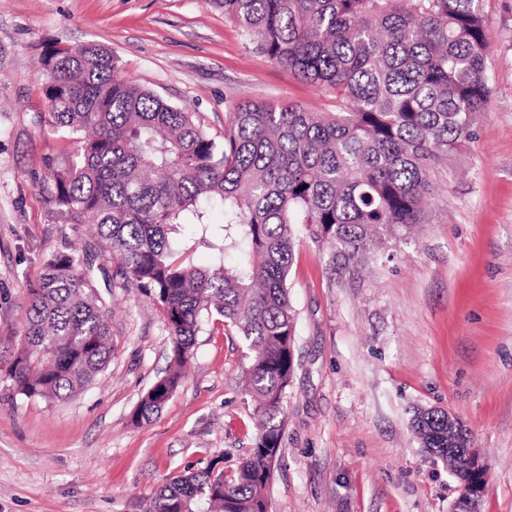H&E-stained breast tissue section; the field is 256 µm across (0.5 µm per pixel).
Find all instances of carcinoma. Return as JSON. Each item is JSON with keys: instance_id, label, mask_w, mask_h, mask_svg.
Returning <instances> with one entry per match:
<instances>
[{"instance_id": "obj_1", "label": "carcinoma", "mask_w": 512, "mask_h": 512, "mask_svg": "<svg viewBox=\"0 0 512 512\" xmlns=\"http://www.w3.org/2000/svg\"><path fill=\"white\" fill-rule=\"evenodd\" d=\"M273 63L332 92L338 112L249 101L227 108L224 135L200 115L120 74L89 43L39 60L46 122L66 149L49 164V202L97 243L44 258L27 289L17 346L0 374L27 399L62 400L112 361L109 309L90 270L105 253L123 285L159 310L171 366L141 396L135 422L172 398L202 325L230 326L248 358L255 446L236 469L173 478L147 512H270L295 366L288 273L301 232L330 262L375 257L423 222L432 166L474 134L490 96L482 0H210ZM204 202L224 207L207 223ZM193 224L215 251L199 268L180 241ZM228 252L238 262L225 263ZM421 447L448 460V416L418 409Z\"/></svg>"}]
</instances>
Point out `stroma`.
Returning a JSON list of instances; mask_svg holds the SVG:
<instances>
[{
    "label": "stroma",
    "instance_id": "stroma-1",
    "mask_svg": "<svg viewBox=\"0 0 512 512\" xmlns=\"http://www.w3.org/2000/svg\"><path fill=\"white\" fill-rule=\"evenodd\" d=\"M487 108L432 168L424 221L346 268L302 237L288 275L295 372L271 512H448L456 483L421 448L416 409L452 412L490 465L480 512H512V0H483ZM99 43L123 73L224 131L230 103L336 109L208 0H0V342L17 340L45 255L95 241L48 203L61 142L37 115L39 58ZM113 355L64 400L0 381V512H144L184 469L236 468L254 446L241 339L203 325L186 376L149 422L131 415L170 364L160 313L111 285Z\"/></svg>",
    "mask_w": 512,
    "mask_h": 512
}]
</instances>
